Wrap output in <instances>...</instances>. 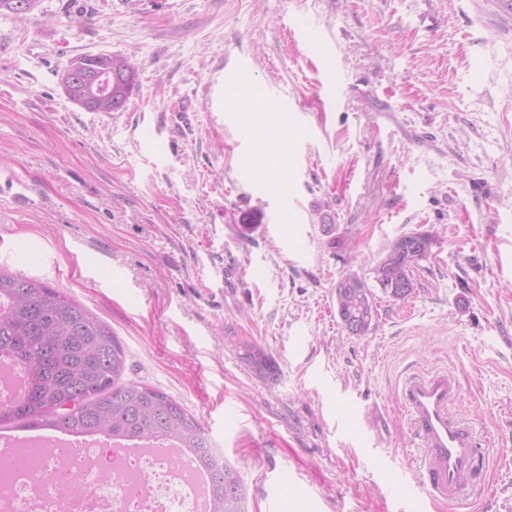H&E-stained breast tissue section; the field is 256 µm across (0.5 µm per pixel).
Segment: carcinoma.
Here are the masks:
<instances>
[{"instance_id": "obj_1", "label": "carcinoma", "mask_w": 512, "mask_h": 512, "mask_svg": "<svg viewBox=\"0 0 512 512\" xmlns=\"http://www.w3.org/2000/svg\"><path fill=\"white\" fill-rule=\"evenodd\" d=\"M112 68L127 70L132 83L113 88L130 97L137 71L128 59L112 56ZM419 261L408 251L387 246L370 270L373 285L352 288L336 282L339 319L366 308L371 330L375 317L374 288L390 295L391 286L415 288ZM21 364L25 398L0 400V427L46 429L77 436H107L126 445L169 444L190 452L210 481V512H248L238 471L213 455L199 419L162 391L134 381L124 382L126 352L112 327L64 292L35 278L0 270V357ZM244 359L261 375H275L273 358L256 346Z\"/></svg>"}]
</instances>
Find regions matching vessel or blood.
Wrapping results in <instances>:
<instances>
[{"instance_id":"1","label":"vessel or blood","mask_w":512,"mask_h":512,"mask_svg":"<svg viewBox=\"0 0 512 512\" xmlns=\"http://www.w3.org/2000/svg\"><path fill=\"white\" fill-rule=\"evenodd\" d=\"M459 394L448 372L410 376L399 402L423 445L418 466L421 485L436 500H457L467 483L484 478L483 460L471 429L455 418L449 405Z\"/></svg>"}]
</instances>
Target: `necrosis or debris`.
<instances>
[{"label":"necrosis or debris","mask_w":512,"mask_h":512,"mask_svg":"<svg viewBox=\"0 0 512 512\" xmlns=\"http://www.w3.org/2000/svg\"><path fill=\"white\" fill-rule=\"evenodd\" d=\"M187 455L135 448L131 457L85 438L76 451L59 443H0V512H199L208 490ZM75 476L81 492L62 494Z\"/></svg>","instance_id":"necrosis-or-debris-1"}]
</instances>
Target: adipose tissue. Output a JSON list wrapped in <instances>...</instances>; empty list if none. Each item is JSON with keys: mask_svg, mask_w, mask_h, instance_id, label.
<instances>
[{"mask_svg": "<svg viewBox=\"0 0 512 512\" xmlns=\"http://www.w3.org/2000/svg\"><path fill=\"white\" fill-rule=\"evenodd\" d=\"M230 102L245 104V128L257 142L253 166L263 175L267 184L277 190L287 188L284 172L288 164V122L250 86L234 89Z\"/></svg>", "mask_w": 512, "mask_h": 512, "instance_id": "ef3b65f1", "label": "adipose tissue"}]
</instances>
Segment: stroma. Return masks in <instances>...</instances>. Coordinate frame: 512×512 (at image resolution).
I'll use <instances>...</instances> for the list:
<instances>
[{
  "label": "stroma",
  "mask_w": 512,
  "mask_h": 512,
  "mask_svg": "<svg viewBox=\"0 0 512 512\" xmlns=\"http://www.w3.org/2000/svg\"><path fill=\"white\" fill-rule=\"evenodd\" d=\"M86 54L134 64L124 110L65 94ZM232 80L288 103L286 193L249 163ZM425 230L436 243L413 293L377 294L370 332L350 335L339 276L369 275L391 240ZM0 268L109 323L126 379L196 415L249 512L275 496L303 512H512V20L489 0L1 11ZM248 345L275 377L249 367ZM440 370L484 448L463 506L423 501L397 397L407 374ZM243 358L258 374L275 376V362L273 358L261 348L256 346L246 347Z\"/></svg>",
  "instance_id": "1"
}]
</instances>
